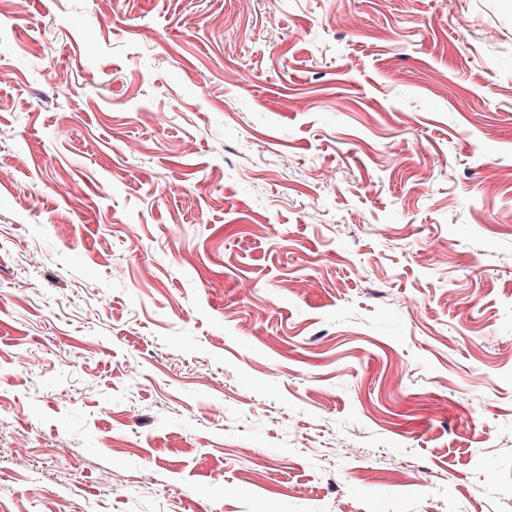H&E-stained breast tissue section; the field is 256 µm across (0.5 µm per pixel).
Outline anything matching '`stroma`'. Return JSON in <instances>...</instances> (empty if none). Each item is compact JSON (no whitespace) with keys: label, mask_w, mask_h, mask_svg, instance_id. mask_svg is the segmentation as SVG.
Wrapping results in <instances>:
<instances>
[{"label":"stroma","mask_w":512,"mask_h":512,"mask_svg":"<svg viewBox=\"0 0 512 512\" xmlns=\"http://www.w3.org/2000/svg\"><path fill=\"white\" fill-rule=\"evenodd\" d=\"M1 70L0 512H512V0H0Z\"/></svg>","instance_id":"35a3bbf8"}]
</instances>
